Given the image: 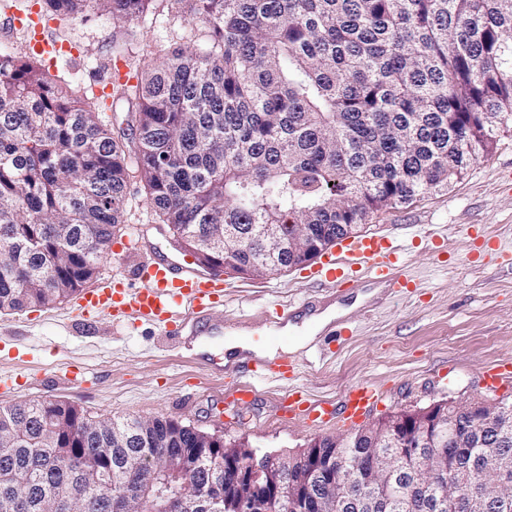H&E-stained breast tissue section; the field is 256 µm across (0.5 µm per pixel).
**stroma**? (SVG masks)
Returning <instances> with one entry per match:
<instances>
[{
    "label": "stroma",
    "instance_id": "1",
    "mask_svg": "<svg viewBox=\"0 0 512 512\" xmlns=\"http://www.w3.org/2000/svg\"><path fill=\"white\" fill-rule=\"evenodd\" d=\"M153 25L121 24L111 16L76 19L60 30L74 56L84 59L83 85L102 87L112 77L113 45L132 40L142 63L157 49L187 50L207 32L193 24L186 0H162ZM512 134L498 133L493 150L479 157L447 189L409 205L374 213L360 235L391 236L403 253L402 271L413 293L386 299L341 292L353 331L336 353L318 358L313 346L298 349L296 383L314 399L340 401L351 387L379 386L384 401L366 416L375 421L401 410H419L441 400L504 398L488 388V366L512 358ZM123 224L114 234L141 225L138 256L106 255L94 277L133 276L152 256L178 258L167 225L154 215L136 186H129ZM224 321L256 317L270 303L300 302L310 291L303 268L266 278L225 272ZM74 301L0 313V379L14 381L0 407L17 401H59L88 419L169 417L225 441H244L264 452L298 451L312 439L351 431L341 423L310 427L278 414L287 381L257 382L253 399L228 416L224 401L235 391L231 378L209 374L194 339L175 342L159 326L87 320Z\"/></svg>",
    "mask_w": 512,
    "mask_h": 512
}]
</instances>
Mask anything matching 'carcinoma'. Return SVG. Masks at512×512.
Segmentation results:
<instances>
[{"label": "carcinoma", "instance_id": "cac0c4a2", "mask_svg": "<svg viewBox=\"0 0 512 512\" xmlns=\"http://www.w3.org/2000/svg\"><path fill=\"white\" fill-rule=\"evenodd\" d=\"M156 0H36L37 16L65 23L101 11L145 22ZM210 41L145 68L116 47L128 79L111 92L68 93L79 63L49 62L0 46V310L68 301L96 275L122 223L130 181L185 250L243 274L273 255L269 274L301 260L263 238L260 224L336 243L383 209L410 204L460 178L495 134L512 128V0H191ZM111 112L125 113L116 135ZM459 411L458 440L439 437ZM512 401H442L390 413L347 440L315 439L303 452L347 458L371 512H390L373 440L411 426L405 469L467 474L443 501L415 488L404 512H464L465 500L507 495L512 512ZM224 438L148 417L130 443L113 421L62 403L0 408V512H125L155 480L186 498L205 475L200 455L224 465ZM55 490L56 504L44 488Z\"/></svg>", "mask_w": 512, "mask_h": 512}]
</instances>
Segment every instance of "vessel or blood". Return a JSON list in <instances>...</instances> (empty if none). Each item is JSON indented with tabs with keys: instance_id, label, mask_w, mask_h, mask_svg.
<instances>
[{
	"instance_id": "b4317fda",
	"label": "vessel or blood",
	"mask_w": 512,
	"mask_h": 512,
	"mask_svg": "<svg viewBox=\"0 0 512 512\" xmlns=\"http://www.w3.org/2000/svg\"><path fill=\"white\" fill-rule=\"evenodd\" d=\"M14 27H26L29 51L46 55L53 47L38 18L14 19ZM400 250L394 239L373 235L341 242L336 253L323 255L308 272L313 287L311 297L297 304H270L261 313L258 326L249 328L252 336L278 341L287 323L314 313L318 303L334 298L346 288H387L401 295L413 282L401 271ZM224 298V279L201 269L191 256L178 259H150L141 265L136 282L114 279L111 286L88 289L82 294V315L96 317L106 313L114 320L133 319L161 327L164 335L195 336L209 340L224 334V318L217 310ZM207 371L234 377L239 396L252 395L254 383L272 377L274 372L297 373L296 361L270 362L251 352L240 353L230 364L210 359ZM377 387L361 384L349 389L341 405L313 399L304 389L290 388L282 406L289 419L318 427L332 421H351L378 406Z\"/></svg>"
}]
</instances>
